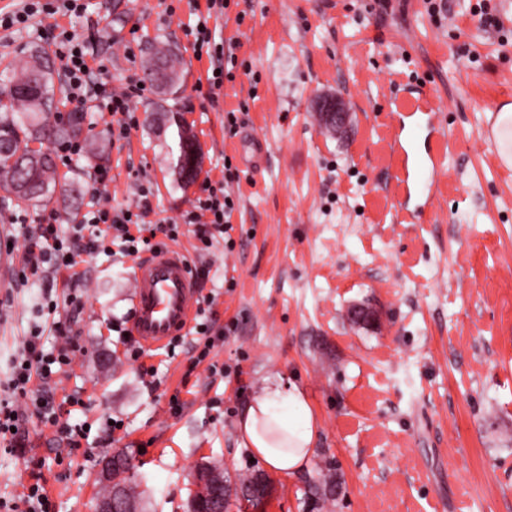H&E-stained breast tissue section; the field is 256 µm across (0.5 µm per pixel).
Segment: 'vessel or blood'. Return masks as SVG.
<instances>
[{
    "label": "vessel or blood",
    "mask_w": 512,
    "mask_h": 512,
    "mask_svg": "<svg viewBox=\"0 0 512 512\" xmlns=\"http://www.w3.org/2000/svg\"><path fill=\"white\" fill-rule=\"evenodd\" d=\"M446 102L419 98L413 112L426 120L401 127L391 145L400 163L398 184L404 200L414 201V215L430 207L431 192L445 174L439 148V114ZM134 312L130 334L146 347H160L182 335L197 306V288L186 255L166 248L140 260L133 276Z\"/></svg>",
    "instance_id": "b4317fda"
}]
</instances>
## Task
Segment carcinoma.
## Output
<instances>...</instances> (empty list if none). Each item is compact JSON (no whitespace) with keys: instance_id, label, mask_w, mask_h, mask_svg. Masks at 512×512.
Returning a JSON list of instances; mask_svg holds the SVG:
<instances>
[{"instance_id":"1","label":"carcinoma","mask_w":512,"mask_h":512,"mask_svg":"<svg viewBox=\"0 0 512 512\" xmlns=\"http://www.w3.org/2000/svg\"><path fill=\"white\" fill-rule=\"evenodd\" d=\"M144 77L154 83L158 75L181 77V59L169 46L153 45L142 62ZM63 98L56 97L54 60L48 46L30 47L28 60L20 68L10 63L0 68V189L7 192L16 204H29L55 192L61 178L51 153L41 144L53 140L74 138L83 130L85 116L80 112L63 122L58 117ZM179 154L175 168L180 179L190 181L199 171V148L188 128L178 126ZM117 466L111 478L102 485V498L114 492L127 502L138 501L127 476L128 458L116 456ZM259 475L240 478L243 497L259 503L255 494ZM206 495L199 507L206 510L229 505L232 488L224 472L211 473L205 486Z\"/></svg>"}]
</instances>
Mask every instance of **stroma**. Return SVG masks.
Segmentation results:
<instances>
[{
    "instance_id": "obj_1",
    "label": "stroma",
    "mask_w": 512,
    "mask_h": 512,
    "mask_svg": "<svg viewBox=\"0 0 512 512\" xmlns=\"http://www.w3.org/2000/svg\"><path fill=\"white\" fill-rule=\"evenodd\" d=\"M83 2L80 17L0 28V57L18 67L30 43L91 30L117 91L142 80L150 43L178 48L172 106L201 148L198 176L178 179V124L149 126L150 89L125 138H112L111 113L88 111L84 137L103 140L105 152L74 156L66 188L83 214L100 168L114 208H135L149 187L151 221L179 222L177 248L209 265L198 287L212 303L201 320L217 341L201 363L193 332L176 349L132 358L119 332L133 315L134 261L99 253L79 264L80 280L47 266L19 281L27 233L54 224L65 236L72 221L53 201L0 200V385L42 326L45 348L66 338L79 347L51 387L59 398L78 394L85 405L67 420L91 426L80 447L66 448L30 418L23 447L0 448V503L37 479L52 512H94L99 464L123 453L148 512H189L205 461L234 483L270 476L260 507L234 496L228 512H512V176L482 134L484 106L512 92V0H490L497 33L481 25L480 0H446L439 21L425 0H229L212 14L208 0ZM202 18L213 42L236 45L234 77L210 101L195 92L212 71L192 47ZM426 93L448 105L446 175L407 224L389 149L403 119L392 102ZM323 95L347 102L344 128L322 125ZM247 135L267 151L252 175L239 152ZM228 167L237 174L228 184L238 200L233 245L218 237L203 252L182 217ZM72 291L80 307L43 311L47 293ZM57 319L66 336L53 331ZM280 380L299 388L317 426L311 464L292 476L268 473L238 431L247 406ZM327 473L335 489L315 494Z\"/></svg>"
}]
</instances>
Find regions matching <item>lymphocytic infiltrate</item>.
Instances as JSON below:
<instances>
[{"instance_id":"1","label":"lymphocytic infiltrate","mask_w":512,"mask_h":512,"mask_svg":"<svg viewBox=\"0 0 512 512\" xmlns=\"http://www.w3.org/2000/svg\"><path fill=\"white\" fill-rule=\"evenodd\" d=\"M59 43L66 45V52L60 58L64 63L69 93L68 98L77 108H84L88 102H96L98 110L118 114L119 134H126L133 123L130 115L134 99L142 97L145 87L131 83L119 94L97 96L90 85V67L87 60V42L75 41L73 35L64 32L58 35ZM235 209L231 192L219 193L209 190L206 197L198 199L194 211L187 213L185 223L198 227V238L203 244H210L213 233H227L229 219ZM93 223L100 230L91 238H83L82 225H75V234L62 237L54 225L41 226L39 234L30 236L26 261L31 273H38L41 265L55 262L72 270L78 264L81 254H96L109 250L112 241L122 243V256L139 259L141 253L160 250L157 235L168 240H176L177 227L173 224H149L142 214L129 210L112 211L105 206H97L93 212ZM41 330H32L27 336L23 349L15 358L8 383L10 394L0 399V440L8 447H21L25 433L24 423L29 417H37L41 423L53 429L55 437L69 448L80 447L90 430L89 425L73 426L59 419L60 404L77 405L79 397L65 395L62 401H55L52 391L46 389L45 382L53 375L54 368L69 366L77 349L70 342L44 350Z\"/></svg>"}]
</instances>
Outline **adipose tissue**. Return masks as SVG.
<instances>
[{
  "label": "adipose tissue",
  "mask_w": 512,
  "mask_h": 512,
  "mask_svg": "<svg viewBox=\"0 0 512 512\" xmlns=\"http://www.w3.org/2000/svg\"><path fill=\"white\" fill-rule=\"evenodd\" d=\"M240 428L248 447L272 472L290 475L309 465L314 419L298 388H267L245 409Z\"/></svg>",
  "instance_id": "adipose-tissue-1"
}]
</instances>
